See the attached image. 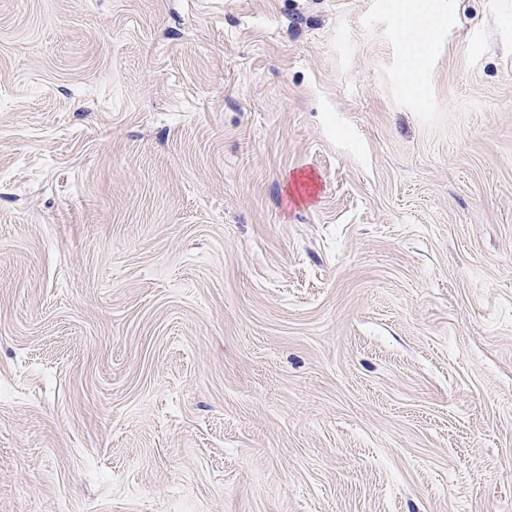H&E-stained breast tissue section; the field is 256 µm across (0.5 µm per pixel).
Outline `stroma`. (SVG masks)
<instances>
[{"instance_id":"stroma-1","label":"stroma","mask_w":512,"mask_h":512,"mask_svg":"<svg viewBox=\"0 0 512 512\" xmlns=\"http://www.w3.org/2000/svg\"><path fill=\"white\" fill-rule=\"evenodd\" d=\"M0 0V512H512V0ZM447 15L443 12L432 10L425 13L416 12L412 19L411 29L416 36L417 43L423 47L427 40L430 30L446 21Z\"/></svg>"}]
</instances>
